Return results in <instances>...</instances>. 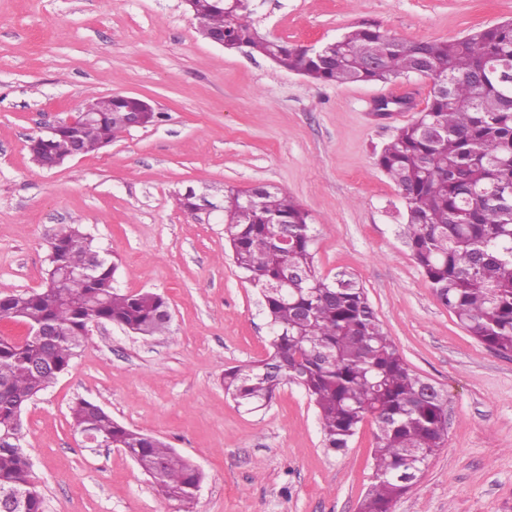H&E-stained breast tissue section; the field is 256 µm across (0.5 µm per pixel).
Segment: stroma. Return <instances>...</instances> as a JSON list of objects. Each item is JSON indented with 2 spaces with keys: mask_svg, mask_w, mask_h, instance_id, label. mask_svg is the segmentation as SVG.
Returning a JSON list of instances; mask_svg holds the SVG:
<instances>
[{
  "mask_svg": "<svg viewBox=\"0 0 512 512\" xmlns=\"http://www.w3.org/2000/svg\"><path fill=\"white\" fill-rule=\"evenodd\" d=\"M512 18V0H251L267 38L319 46L372 25L408 42L450 41ZM429 79L318 83L249 48L204 39L183 0H0V295L38 289L47 242L84 225L119 260L117 285L168 301L167 335L92 327L70 370L23 413L45 512H358L375 426L342 453L286 384L264 408L224 393L226 369L264 359L258 288L229 258L222 212L194 218L186 189L222 202L259 184L296 199L319 275L363 285L417 375L442 388L447 437L390 512H512V357L473 339L435 296L401 234L405 204L376 164L417 116ZM146 99L157 118L95 153L42 169L29 143L83 104ZM415 108L375 120L378 98ZM92 401L201 470L191 505L160 495L123 451L85 447L69 407Z\"/></svg>",
  "mask_w": 512,
  "mask_h": 512,
  "instance_id": "stroma-1",
  "label": "stroma"
}]
</instances>
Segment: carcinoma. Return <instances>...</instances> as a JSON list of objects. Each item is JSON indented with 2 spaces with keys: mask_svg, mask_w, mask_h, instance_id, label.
<instances>
[{
  "mask_svg": "<svg viewBox=\"0 0 512 512\" xmlns=\"http://www.w3.org/2000/svg\"><path fill=\"white\" fill-rule=\"evenodd\" d=\"M231 3L196 0L199 29L313 81L430 79L426 107L397 128L376 163L402 195L403 236L438 300L476 341L512 354V19L451 41L406 42L378 27L358 28L311 49L263 37ZM93 105L100 123L73 127L47 149L33 140L30 153L51 164L68 159L76 143L87 155L129 131L134 97ZM283 232L286 248L277 241ZM224 234L234 265L259 288L272 329V353L226 370L224 393L258 409L282 385L298 386L317 408L324 446L334 451L348 448L372 416L374 472L359 512H390L444 446L443 390L427 392L426 379L410 369L356 278L317 275L309 214L287 193L270 185L253 195L224 188ZM48 251L44 288L0 296V321L59 330L50 346L30 334L0 336V495L19 498L21 512H44L21 444L26 404L71 367L93 324L161 336L171 321L161 294L116 286L112 257L93 278L81 276L99 251L82 225L62 228ZM69 410L74 427L123 449L163 496L194 502L203 476L191 460L91 401L78 399Z\"/></svg>",
  "mask_w": 512,
  "mask_h": 512,
  "instance_id": "obj_1",
  "label": "carcinoma"
}]
</instances>
